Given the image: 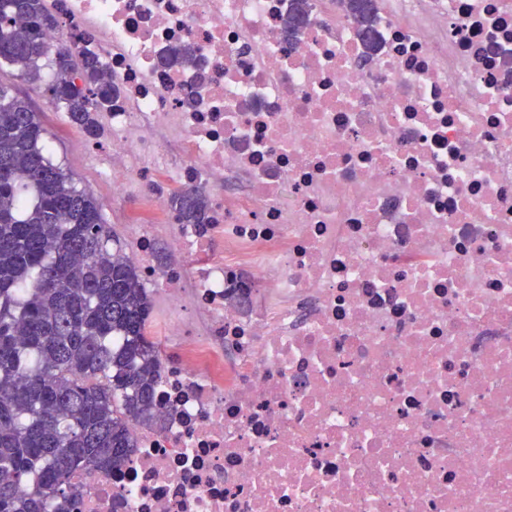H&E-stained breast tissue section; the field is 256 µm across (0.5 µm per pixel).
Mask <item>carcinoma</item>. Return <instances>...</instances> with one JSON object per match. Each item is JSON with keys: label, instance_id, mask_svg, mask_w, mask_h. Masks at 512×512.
<instances>
[{"label": "carcinoma", "instance_id": "cac0c4a2", "mask_svg": "<svg viewBox=\"0 0 512 512\" xmlns=\"http://www.w3.org/2000/svg\"><path fill=\"white\" fill-rule=\"evenodd\" d=\"M293 35L308 22L292 0ZM366 48L376 0H346ZM60 27L43 0H0V59L46 81L52 100L90 137L98 102L112 99L98 58L59 48L45 63L44 36ZM170 203L184 224L210 223L209 200L180 190ZM149 291L99 205L47 156L29 103L0 85V512H60L71 478L121 466L135 447L129 425L160 421L155 386L163 353L147 336Z\"/></svg>", "mask_w": 512, "mask_h": 512}]
</instances>
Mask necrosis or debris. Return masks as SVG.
<instances>
[{
	"instance_id": "1",
	"label": "necrosis or debris",
	"mask_w": 512,
	"mask_h": 512,
	"mask_svg": "<svg viewBox=\"0 0 512 512\" xmlns=\"http://www.w3.org/2000/svg\"><path fill=\"white\" fill-rule=\"evenodd\" d=\"M45 3L167 302L162 423L67 512H512V0H381L366 64L342 0ZM170 203L178 209L182 223H210L209 200L202 192L196 190L185 191L181 189L170 198Z\"/></svg>"
}]
</instances>
